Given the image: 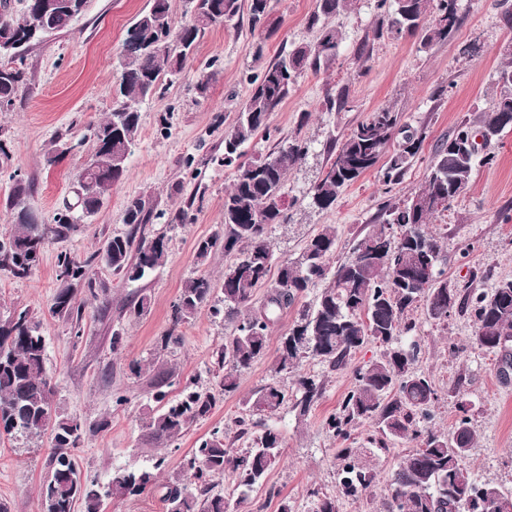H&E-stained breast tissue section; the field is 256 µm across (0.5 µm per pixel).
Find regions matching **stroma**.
Masks as SVG:
<instances>
[{
	"label": "stroma",
	"instance_id": "35a3bbf8",
	"mask_svg": "<svg viewBox=\"0 0 512 512\" xmlns=\"http://www.w3.org/2000/svg\"><path fill=\"white\" fill-rule=\"evenodd\" d=\"M281 23L278 34L261 39L247 20L235 26L209 28L201 36L193 60L182 79L142 107L137 145L122 182L109 191L102 209L67 237L51 240L39 264L24 279L0 269V320L14 308L27 306L41 323L46 340V367L54 386V400L62 413L79 419L89 432L76 450L81 477L106 486L118 467H158L163 482L180 471L183 456L214 427L224 428L235 449L248 447L238 437L237 422L246 414L245 399L271 380L279 338L295 320L301 306L315 302L311 288L297 306L285 310L274 326L266 354L239 378L235 392L224 396L212 413L193 424L170 448L150 444L143 429L154 408L153 381L158 372L174 370L180 378L199 376L206 387H216L217 351L233 331L227 322L212 319L207 311L181 323L178 346L162 348L161 338L171 326L173 306L192 277L220 279L233 261L214 253L206 264L195 262V245L212 235L224 221V193L233 180L232 169L219 163L224 152V131L234 122L246 98L251 79L265 63L286 53L291 44L313 40L307 17L315 0H272ZM150 0H90L86 11L63 33L28 50L25 64L33 88L22 93L13 111L0 112V139L7 155H0V238L13 228L4 209L17 173L33 181L28 199L41 223H51L64 199L69 198L77 171L93 147L81 138L88 122L110 112L116 73L113 62L125 31ZM460 28L448 42L421 50L417 38L375 37L378 22L374 0H354L352 7L330 18L329 26L342 34L340 54L325 73L302 75L294 91L273 112L267 133L244 147L246 159L269 153L282 139L301 135L309 152L287 177L286 192L297 198L286 223L269 231L279 259L297 258L322 225L338 228L336 261L348 258L380 203L405 200L424 181L437 141L447 138L460 121L487 109L500 88L499 70L512 62V26L505 25L496 0H459ZM264 41L262 60H254L251 46ZM216 74L207 97H199L195 83L201 71ZM350 90V108L323 110L327 91ZM393 105L405 122L424 128L426 139L414 165L400 184L386 186L376 172H368L349 186L327 210L313 206L308 192L326 171L332 140L342 139L357 122L379 106ZM80 141V148L47 163L46 153L55 136ZM495 161L477 168L468 192L440 212L431 229L443 241L442 267L450 282L465 285L469 272L490 270L494 277H512V129L490 146ZM202 189L195 201L191 224H170L164 218L148 225L150 234L169 240L166 263L144 280L127 283L109 268L95 267V278L108 286L106 301L79 290L83 302L84 333L73 337L70 319L52 314L60 285L57 256L67 252L87 256L104 241L125 232L121 212L129 198L153 194L164 213L175 210L186 194ZM147 296V312L134 305ZM413 317L419 327L421 351L417 366L430 374L438 390L433 428L447 431L466 405L476 442L463 465L475 476L512 491V380L500 378L501 355L472 347L470 317L453 314L447 322L429 320L424 309ZM121 330V351L112 349V333ZM141 372H133V364ZM349 372L328 374L322 400L305 419L283 408L267 424L284 438L282 461L264 485L253 492L258 512H278L290 501L294 512H311V487L333 492L339 439L324 427L349 390ZM460 388L459 396L448 393ZM408 448L397 445L391 454L375 453L369 464L376 473L371 498L345 501L340 512H385L384 492L391 469ZM48 437L29 439L0 435V503L9 512H42L40 489L50 475Z\"/></svg>",
	"mask_w": 512,
	"mask_h": 512
}]
</instances>
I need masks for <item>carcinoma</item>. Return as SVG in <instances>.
I'll return each mask as SVG.
<instances>
[{
	"instance_id": "carcinoma-1",
	"label": "carcinoma",
	"mask_w": 512,
	"mask_h": 512,
	"mask_svg": "<svg viewBox=\"0 0 512 512\" xmlns=\"http://www.w3.org/2000/svg\"><path fill=\"white\" fill-rule=\"evenodd\" d=\"M19 11L0 4V112H11L20 93L31 89L25 53L51 34L67 31L79 17L63 3L52 12L37 15L38 0H22ZM354 0H315L307 26L316 38L302 43L268 64L252 82L235 123L224 132V157L234 169L231 187L224 194V228L197 243L196 259L205 264L212 253L236 255L224 267L221 282L206 275L189 279L173 310V328L163 339L167 348L180 342L176 326L206 310L213 318L233 324L218 350L224 367L220 390L205 391L195 377L182 383L179 395L168 398L164 387L171 374L164 372L155 383L158 408L149 414L148 440L167 448L191 425L207 416L221 397L236 391L241 373L266 353L270 333L280 314L295 304L303 292L323 284L314 306L302 310L288 332L280 337L276 374L298 371L306 359H314L330 371L351 369L353 383L325 426L335 436L348 439L350 429L368 424L371 447L389 454L396 443L413 448L393 468L387 486L388 512H504L507 498L491 481H480L463 467L462 459L475 440L467 416L441 432L421 423L432 418L438 401L430 375L416 367L419 353L417 324L411 312L423 306L428 317L445 321L453 311L473 318L472 346L500 350V341L512 337V278L494 279L490 273H471L472 280H488V289L460 288L448 282L441 268L442 247L429 229L441 209L422 205L438 197L451 203L464 195L476 166L490 165L495 155H474L458 144L463 134L485 131L499 136L512 128V63L501 68L499 95L476 118H465L454 133L436 144L424 182L412 198L381 206L383 221L369 226L357 240L351 256L331 269L336 250V225L326 224L310 238L300 256L275 262L269 228L285 222L284 187L288 173L309 151L306 139L296 135L278 143L255 160H243V147L269 130L271 114L288 98L307 71L318 74L336 62L341 36L324 20L346 11ZM392 4L387 34L399 38L417 36L426 50L448 41L461 25L457 0H376L380 11ZM271 0H191L189 17L179 25L172 20L171 0H152L148 11L127 28L114 69L118 76L116 101L102 120L86 125L79 143L93 141V153L75 176L73 201L64 203L53 223L38 224L26 201L31 183L10 176L13 184L5 208L13 218V231L0 239V268L22 278L34 269L46 242L65 237L75 225L97 214L112 187L127 172L140 130L139 105L164 92L184 70L205 30L248 14L251 29L271 37L278 31L272 18ZM349 89L327 94L325 109L347 108ZM423 132L402 122L392 106L378 107L357 123L339 145L329 147L327 175L309 190L311 202L321 210L331 208L342 190L367 172L375 171L386 185L400 183L418 157ZM195 197L169 213L168 223L194 220ZM165 216L155 212L149 196L126 202L122 223L129 232L107 239L103 247L81 258L58 256V288L53 314L72 317L81 313L77 288L97 298L108 286L95 280L92 269L103 265L128 282L142 280L163 266L168 240L145 234L146 225ZM278 274L269 281L273 264ZM269 285L265 302L252 305L256 289ZM370 342L382 344L378 359L367 365L352 364L356 353ZM326 390L324 376L297 375L289 393L277 381L253 392L245 400L248 415L272 417L286 405L298 416L309 414ZM238 436H252L251 446L235 450L224 442V431L213 429L183 458L180 474L165 485L163 501L168 512H253L251 494L263 485L281 459L284 439L278 431L258 423L238 420ZM0 431L7 435H49L50 477L41 488L44 512H74L76 501L84 512H103L106 499L140 496L156 485L155 470L118 468L105 490L81 481L74 449L85 433L84 424L63 415L54 401L46 370V340L29 307L16 308L0 321ZM359 448H338L336 492L308 490L312 512H339V501H359L374 485L371 468L357 462ZM230 473L235 481L229 495L213 493L215 482Z\"/></svg>"
}]
</instances>
